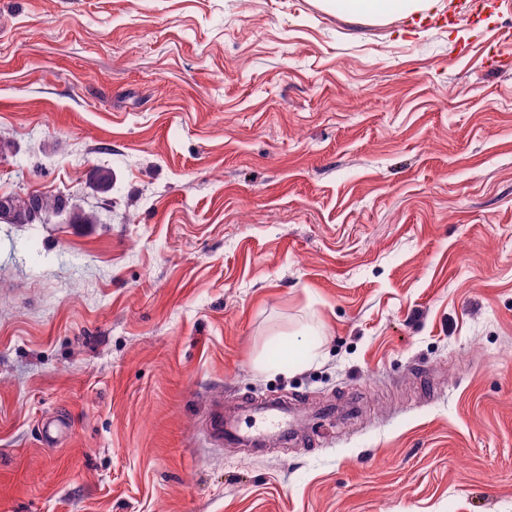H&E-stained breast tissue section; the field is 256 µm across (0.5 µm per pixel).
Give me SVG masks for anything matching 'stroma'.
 Instances as JSON below:
<instances>
[{
	"instance_id": "1",
	"label": "stroma",
	"mask_w": 512,
	"mask_h": 512,
	"mask_svg": "<svg viewBox=\"0 0 512 512\" xmlns=\"http://www.w3.org/2000/svg\"><path fill=\"white\" fill-rule=\"evenodd\" d=\"M406 26L0 0V194L99 215L0 223V512H512V8Z\"/></svg>"
}]
</instances>
